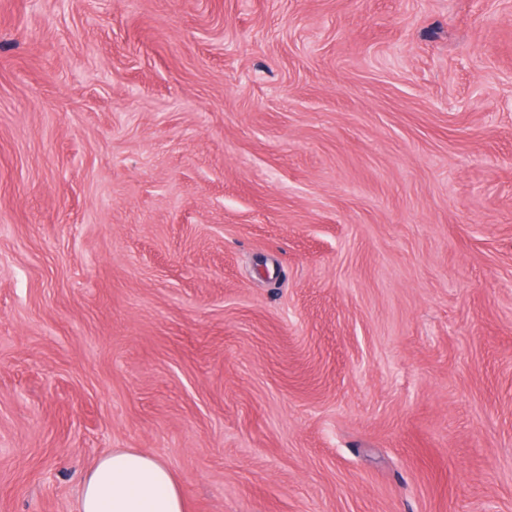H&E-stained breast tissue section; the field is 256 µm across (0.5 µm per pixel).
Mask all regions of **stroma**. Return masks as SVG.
Returning <instances> with one entry per match:
<instances>
[{
  "label": "stroma",
  "mask_w": 512,
  "mask_h": 512,
  "mask_svg": "<svg viewBox=\"0 0 512 512\" xmlns=\"http://www.w3.org/2000/svg\"><path fill=\"white\" fill-rule=\"evenodd\" d=\"M115 448L512 512V0H0V512Z\"/></svg>",
  "instance_id": "35a3bbf8"
}]
</instances>
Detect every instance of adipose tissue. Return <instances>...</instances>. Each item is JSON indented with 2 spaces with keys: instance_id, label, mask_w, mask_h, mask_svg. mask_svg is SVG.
Returning a JSON list of instances; mask_svg holds the SVG:
<instances>
[{
  "instance_id": "ef3b65f1",
  "label": "adipose tissue",
  "mask_w": 512,
  "mask_h": 512,
  "mask_svg": "<svg viewBox=\"0 0 512 512\" xmlns=\"http://www.w3.org/2000/svg\"><path fill=\"white\" fill-rule=\"evenodd\" d=\"M78 512H188L173 471L158 457L121 448L86 474Z\"/></svg>"
}]
</instances>
